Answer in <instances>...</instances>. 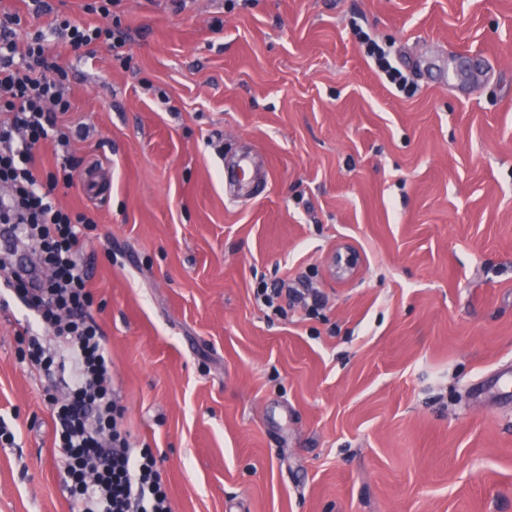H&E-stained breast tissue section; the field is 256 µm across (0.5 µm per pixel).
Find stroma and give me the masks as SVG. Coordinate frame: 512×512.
<instances>
[{"label":"stroma","mask_w":512,"mask_h":512,"mask_svg":"<svg viewBox=\"0 0 512 512\" xmlns=\"http://www.w3.org/2000/svg\"><path fill=\"white\" fill-rule=\"evenodd\" d=\"M92 0H0L18 47ZM49 42L100 195L82 257L173 512H512V0H122ZM408 80L389 83L366 42ZM249 157L255 184L224 169ZM362 258L332 272L336 248ZM317 289L319 317L254 298ZM0 310V512H73L47 379ZM51 32L65 40L72 52L81 54L84 48L99 40L113 39L112 29L107 25L102 26H79L71 24L67 20L58 22L51 27Z\"/></svg>","instance_id":"obj_1"}]
</instances>
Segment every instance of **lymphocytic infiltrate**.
I'll list each match as a JSON object with an SVG mask.
<instances>
[{
  "label": "lymphocytic infiltrate",
  "instance_id": "obj_1",
  "mask_svg": "<svg viewBox=\"0 0 512 512\" xmlns=\"http://www.w3.org/2000/svg\"><path fill=\"white\" fill-rule=\"evenodd\" d=\"M18 17H0V223L12 245L34 250L51 270L48 278L8 272L5 285L24 307L36 310L42 327L67 346L68 355L46 351L28 335L22 358L46 376L67 372L75 361L65 399L46 394L55 420L54 448L64 487L79 512H172L158 461L136 448L121 429L124 409L112 389V356L92 315L94 297L81 257L92 216L73 213L54 200L71 186L78 164L66 160L61 176L41 178L35 152L48 138L70 143L71 129L58 115L71 104L62 80L52 78L43 35L26 49L13 38Z\"/></svg>",
  "mask_w": 512,
  "mask_h": 512
}]
</instances>
